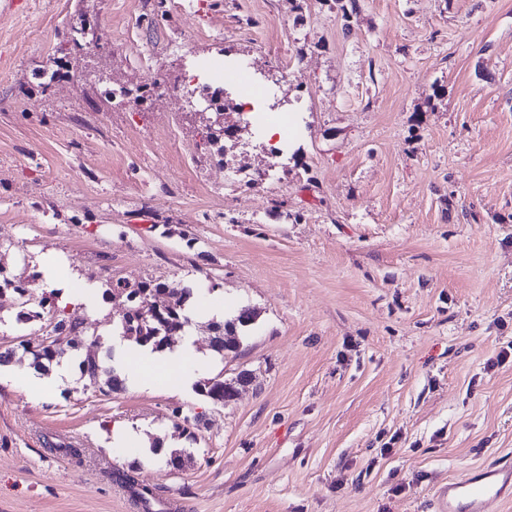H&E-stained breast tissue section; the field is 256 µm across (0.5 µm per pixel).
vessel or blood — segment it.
<instances>
[{
  "label": "vessel or blood",
  "mask_w": 512,
  "mask_h": 512,
  "mask_svg": "<svg viewBox=\"0 0 512 512\" xmlns=\"http://www.w3.org/2000/svg\"><path fill=\"white\" fill-rule=\"evenodd\" d=\"M435 512H487L492 502L512 501V458L494 457L439 488Z\"/></svg>",
  "instance_id": "vessel-or-blood-1"
}]
</instances>
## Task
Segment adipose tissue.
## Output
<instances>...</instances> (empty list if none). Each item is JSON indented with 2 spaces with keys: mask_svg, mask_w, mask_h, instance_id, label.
I'll return each instance as SVG.
<instances>
[{
  "mask_svg": "<svg viewBox=\"0 0 512 512\" xmlns=\"http://www.w3.org/2000/svg\"><path fill=\"white\" fill-rule=\"evenodd\" d=\"M44 287L59 292L64 302L83 305L88 312L98 309L96 286L76 279L69 267L51 259L41 269ZM124 372L130 383L139 387L166 385L176 390L192 384L205 370V361L196 353L192 337H185L182 345L171 352H156L148 347L126 343L122 346ZM70 376L67 365H60L44 374L32 369L19 373L15 382L27 400H43L50 392L64 385Z\"/></svg>",
  "mask_w": 512,
  "mask_h": 512,
  "instance_id": "ef3b65f1",
  "label": "adipose tissue"
}]
</instances>
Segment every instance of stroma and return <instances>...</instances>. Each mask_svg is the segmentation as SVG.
Returning a JSON list of instances; mask_svg holds the SVG:
<instances>
[{
	"instance_id": "35a3bbf8",
	"label": "stroma",
	"mask_w": 512,
	"mask_h": 512,
	"mask_svg": "<svg viewBox=\"0 0 512 512\" xmlns=\"http://www.w3.org/2000/svg\"><path fill=\"white\" fill-rule=\"evenodd\" d=\"M21 2L0 0V265L38 297L54 258L102 290L191 283L257 318L224 357L193 321L207 377L250 376L221 406L192 386L83 390L81 350L39 403L0 368V512H433L449 478L512 455V0H358L348 24L334 0ZM84 18L101 57L69 46ZM61 47L72 77L42 89ZM150 70L229 72L238 102L275 80L263 124L294 152L270 161L230 110L243 143L219 156L199 99L137 101ZM122 311L68 313L104 358ZM16 312L1 296L0 346L39 343ZM116 425L143 447L112 448Z\"/></svg>"
}]
</instances>
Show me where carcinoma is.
<instances>
[{"label":"carcinoma","instance_id":"1","mask_svg":"<svg viewBox=\"0 0 512 512\" xmlns=\"http://www.w3.org/2000/svg\"><path fill=\"white\" fill-rule=\"evenodd\" d=\"M224 106L219 105L214 112H201L198 119L206 128L210 145L217 148L220 155H225L234 139L224 125ZM10 292L14 295L20 321H45V337L50 339L47 345H34L21 340L17 345L0 350V365H7L17 352H22L29 360V365L36 370L49 373L50 367L59 362L67 350H76L91 345V337L83 323L68 316L67 312L47 305V298L33 301L29 280L7 271L0 266V296ZM146 293L155 298L157 312L144 315L132 298ZM193 288L187 285L173 287L165 282L153 280L130 281L117 278L110 281V288L105 291V298L114 300L122 298L125 305L123 334L130 341L148 346L162 352L170 347L167 338L181 335L191 320L189 302L193 298ZM256 314L250 308H244L238 315L224 322L211 324V350L219 355L235 353L240 347V336L244 329L254 323ZM80 381L83 388L101 394L117 391L123 387L122 379L112 369L106 368L96 357H86L79 362ZM198 392L209 398L214 404L222 405L230 393L224 389V380L215 377L198 385Z\"/></svg>","mask_w":512,"mask_h":512}]
</instances>
